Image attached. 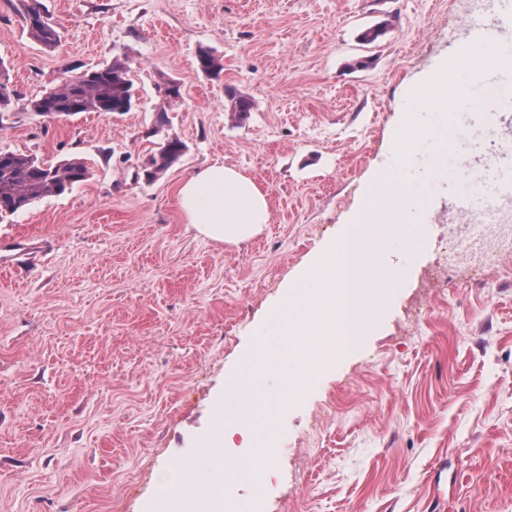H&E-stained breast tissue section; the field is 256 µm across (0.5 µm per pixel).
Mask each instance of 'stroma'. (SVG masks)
I'll return each instance as SVG.
<instances>
[{"mask_svg":"<svg viewBox=\"0 0 512 512\" xmlns=\"http://www.w3.org/2000/svg\"><path fill=\"white\" fill-rule=\"evenodd\" d=\"M0 0V58L13 114L0 150L78 157L86 180L0 219V512H162L159 478L191 462L214 477L239 451L216 437L236 411L227 382L260 340L269 309L338 239L395 151L409 88L461 52L473 0H39L59 31L34 41ZM383 27L366 45L360 35ZM224 71L197 69L199 49ZM130 57L128 112L33 115L28 100L73 71ZM366 59L363 68L354 67ZM184 99L156 122L158 85ZM253 109L232 119L230 93ZM187 146L146 181L164 138ZM223 164L267 196L269 224L219 243L186 224L180 184ZM452 190L428 198L424 242L394 238L397 269L357 347L280 415L282 447L261 487L268 512H512V253L482 279L467 265L435 285L412 324ZM220 457L201 466L205 449Z\"/></svg>","mask_w":512,"mask_h":512,"instance_id":"obj_1","label":"stroma"}]
</instances>
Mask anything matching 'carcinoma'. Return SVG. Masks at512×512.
Returning <instances> with one entry per match:
<instances>
[{
	"label": "carcinoma",
	"instance_id": "cac0c4a2",
	"mask_svg": "<svg viewBox=\"0 0 512 512\" xmlns=\"http://www.w3.org/2000/svg\"><path fill=\"white\" fill-rule=\"evenodd\" d=\"M23 18L28 34L46 48L55 47L60 35L50 23L37 0H21ZM199 71L217 77L224 70L222 58L203 48L197 55ZM7 68L0 57V121L9 112L11 94L5 82ZM129 57L117 55L112 62L94 70H87L73 78L66 77L49 91L29 100L28 111L44 116L48 112H63L69 118L82 112L111 113L122 106L132 108L133 82L129 76ZM162 106L157 122L164 123L165 115L175 103L183 99L179 80L167 78L159 86ZM234 117H243L252 109V102L243 96L229 95ZM186 151L184 143L170 138L148 156L144 169L149 181L177 163ZM88 175L85 163L78 158L49 163L35 155L3 152L0 150V215H14L26 210L34 202L46 197H59L84 181Z\"/></svg>",
	"mask_w": 512,
	"mask_h": 512
}]
</instances>
